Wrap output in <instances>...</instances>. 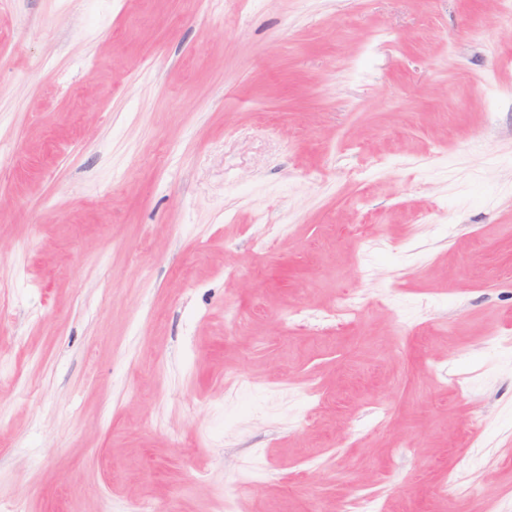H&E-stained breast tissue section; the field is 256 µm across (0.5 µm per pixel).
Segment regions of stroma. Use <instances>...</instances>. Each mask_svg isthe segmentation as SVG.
<instances>
[{
    "label": "stroma",
    "mask_w": 512,
    "mask_h": 512,
    "mask_svg": "<svg viewBox=\"0 0 512 512\" xmlns=\"http://www.w3.org/2000/svg\"><path fill=\"white\" fill-rule=\"evenodd\" d=\"M509 333L501 0H0V512H512ZM341 512H382L379 494L361 489L351 501L345 502Z\"/></svg>",
    "instance_id": "obj_1"
}]
</instances>
